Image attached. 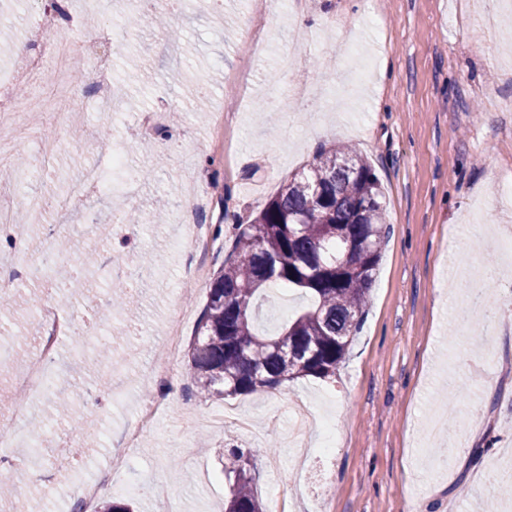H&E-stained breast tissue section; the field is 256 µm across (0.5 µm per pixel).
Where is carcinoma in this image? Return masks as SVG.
Wrapping results in <instances>:
<instances>
[{
	"instance_id": "cac0c4a2",
	"label": "carcinoma",
	"mask_w": 512,
	"mask_h": 512,
	"mask_svg": "<svg viewBox=\"0 0 512 512\" xmlns=\"http://www.w3.org/2000/svg\"><path fill=\"white\" fill-rule=\"evenodd\" d=\"M380 180L346 146L322 147L248 224H238L214 273L190 344L191 382L204 396L251 395L285 381L336 375L360 332L386 236ZM56 279L84 283L70 267ZM297 288L310 304L272 336L256 332L260 291ZM251 449L227 450L225 512H264Z\"/></svg>"
}]
</instances>
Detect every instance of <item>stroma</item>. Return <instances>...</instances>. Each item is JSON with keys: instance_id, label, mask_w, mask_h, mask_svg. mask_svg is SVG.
Listing matches in <instances>:
<instances>
[{"instance_id": "35a3bbf8", "label": "stroma", "mask_w": 512, "mask_h": 512, "mask_svg": "<svg viewBox=\"0 0 512 512\" xmlns=\"http://www.w3.org/2000/svg\"><path fill=\"white\" fill-rule=\"evenodd\" d=\"M46 0H0V79L31 53L28 28L44 22ZM497 12L493 39L478 40L481 15L469 0H298L268 17L270 48L252 63L249 97L232 92L249 0H148L153 17L177 14L163 33L152 20L128 29L126 0H81L74 37L97 18L98 51L112 58L115 85L108 106L92 94V63L75 59L70 78L76 105L67 128L31 112L33 134L20 150V175L0 170V185L21 182L25 196L58 203L83 171L98 168L112 182L111 153L123 143L139 180L134 194L103 192L76 203L65 222L81 250L107 254L125 266L138 320L113 313L112 281L101 262L79 268L94 284L85 297L61 299L46 275L22 281L23 301L0 334L24 337L31 311L52 307L77 336L61 337L57 365L82 367L66 386L78 422L67 433L89 450L68 475L55 474V451L38 452L39 473L18 468L15 490L0 512H68L77 482L95 479L107 463L104 439L121 433L141 400L156 392L148 371L165 363L168 326L185 319L192 341L209 286L185 275L193 256L185 169L195 168L223 202L225 229L256 216L318 147L348 144L375 167L382 184L387 230L364 327L335 376L301 377L260 396L234 401L263 432L261 443L233 428L209 425L220 396L192 390L187 358L165 386L174 411L130 449L128 469L112 477L105 499L133 501L137 512H168L146 491L165 482L179 512H224L228 481L221 453L253 449L260 499L285 490L296 512H478L496 495L492 467L512 450V111L496 110L487 92L512 99V10ZM176 108L180 120L135 141L138 113ZM232 115L233 161L212 139L215 113ZM62 147L41 161L47 133ZM135 215L128 235L107 228ZM51 213L23 216L15 243L0 244V261L23 266L49 245ZM153 255L142 265L141 255ZM257 321L274 333L307 304L297 290L267 288ZM120 337L110 360L83 362L84 348ZM311 404L336 436L321 452L297 455L288 438L291 403ZM483 449L473 460V449ZM171 499V500H172Z\"/></svg>"}]
</instances>
